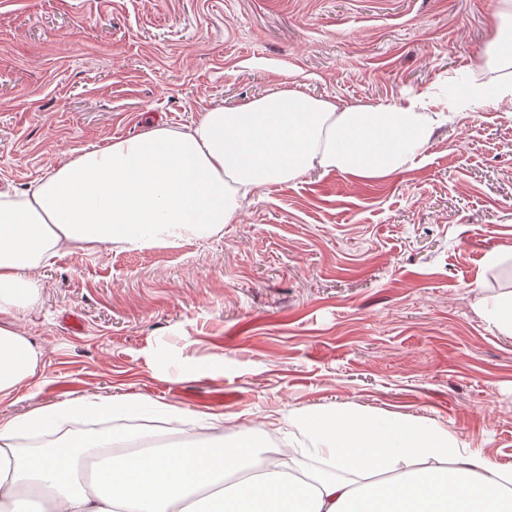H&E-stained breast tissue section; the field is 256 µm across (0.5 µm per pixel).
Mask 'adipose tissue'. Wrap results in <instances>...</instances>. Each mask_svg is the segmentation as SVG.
<instances>
[{
	"label": "adipose tissue",
	"mask_w": 512,
	"mask_h": 512,
	"mask_svg": "<svg viewBox=\"0 0 512 512\" xmlns=\"http://www.w3.org/2000/svg\"><path fill=\"white\" fill-rule=\"evenodd\" d=\"M512 103V81L473 83L456 111ZM448 119L410 99L339 105L282 81L244 104L79 150L23 192L0 191V399L33 379L43 351L15 318L41 299L40 268L81 250L142 252L223 234L262 187L311 171L382 179L409 169ZM193 433L160 445L154 423ZM224 417L129 397L84 395L0 419V512H512V468L422 421L326 410L305 415L302 480L265 460ZM41 445L21 452L22 440Z\"/></svg>",
	"instance_id": "1"
}]
</instances>
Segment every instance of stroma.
Segmentation results:
<instances>
[{"label": "stroma", "instance_id": "35a3bbf8", "mask_svg": "<svg viewBox=\"0 0 512 512\" xmlns=\"http://www.w3.org/2000/svg\"><path fill=\"white\" fill-rule=\"evenodd\" d=\"M501 0H0V186L77 150L191 125L284 80L348 105L477 75ZM17 322L43 371L5 419L82 393L224 417L298 445L336 406L437 424L512 467V105L449 112L406 172L313 171L247 199L223 236L67 253ZM77 316L82 331L67 319ZM477 314L501 333L512 336V294L481 299L476 303Z\"/></svg>", "mask_w": 512, "mask_h": 512}]
</instances>
